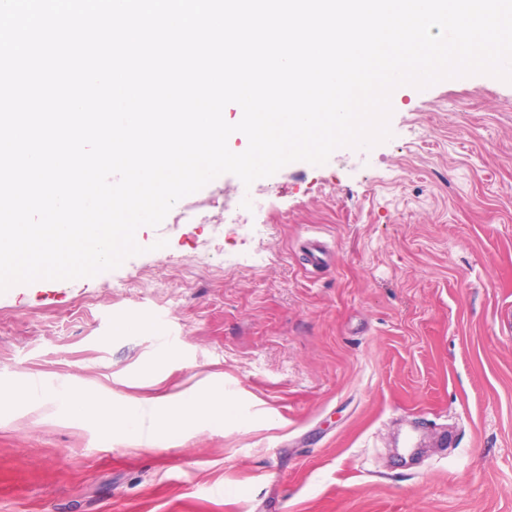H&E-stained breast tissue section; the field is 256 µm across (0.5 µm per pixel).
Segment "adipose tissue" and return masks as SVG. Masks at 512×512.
Segmentation results:
<instances>
[{
  "mask_svg": "<svg viewBox=\"0 0 512 512\" xmlns=\"http://www.w3.org/2000/svg\"><path fill=\"white\" fill-rule=\"evenodd\" d=\"M73 412L81 417H96L120 425L130 436H143L144 423L152 426H186L195 422L218 420L224 416V393L221 390H202L185 397H165L157 401L134 403L122 412H114L94 397L81 394L71 397Z\"/></svg>",
  "mask_w": 512,
  "mask_h": 512,
  "instance_id": "adipose-tissue-1",
  "label": "adipose tissue"
}]
</instances>
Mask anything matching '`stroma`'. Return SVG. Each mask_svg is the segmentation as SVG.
<instances>
[{
	"label": "stroma",
	"mask_w": 512,
	"mask_h": 512,
	"mask_svg": "<svg viewBox=\"0 0 512 512\" xmlns=\"http://www.w3.org/2000/svg\"><path fill=\"white\" fill-rule=\"evenodd\" d=\"M391 106L387 141L257 182L250 242L205 206L223 174L117 269L0 293V388L46 384L0 404V512H512V83ZM206 381L223 421L143 440L69 410Z\"/></svg>",
	"instance_id": "1"
}]
</instances>
